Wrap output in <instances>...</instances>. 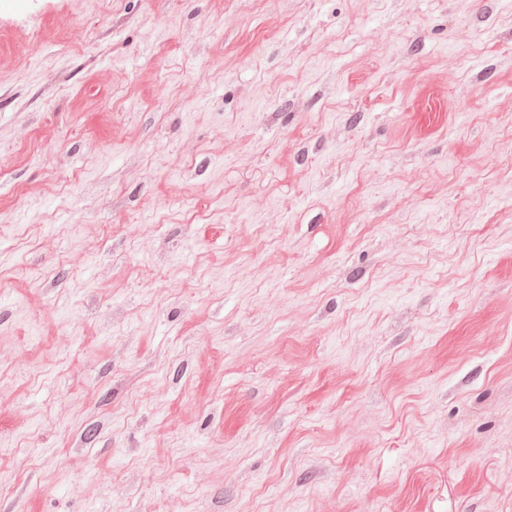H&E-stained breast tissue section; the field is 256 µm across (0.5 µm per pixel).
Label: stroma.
I'll return each mask as SVG.
<instances>
[{"label":"stroma","instance_id":"35a3bbf8","mask_svg":"<svg viewBox=\"0 0 512 512\" xmlns=\"http://www.w3.org/2000/svg\"><path fill=\"white\" fill-rule=\"evenodd\" d=\"M512 512V0H0V512Z\"/></svg>","mask_w":512,"mask_h":512}]
</instances>
